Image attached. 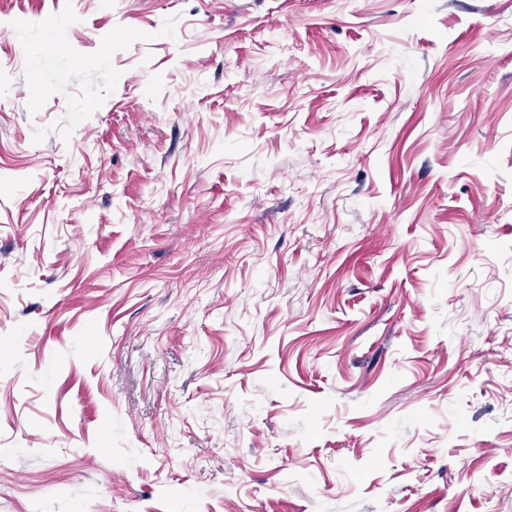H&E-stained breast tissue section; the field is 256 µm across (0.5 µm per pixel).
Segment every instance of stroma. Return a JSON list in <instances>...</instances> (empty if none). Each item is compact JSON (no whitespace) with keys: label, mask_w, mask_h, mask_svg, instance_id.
<instances>
[{"label":"stroma","mask_w":512,"mask_h":512,"mask_svg":"<svg viewBox=\"0 0 512 512\" xmlns=\"http://www.w3.org/2000/svg\"><path fill=\"white\" fill-rule=\"evenodd\" d=\"M0 512H512V0H0Z\"/></svg>","instance_id":"35a3bbf8"}]
</instances>
